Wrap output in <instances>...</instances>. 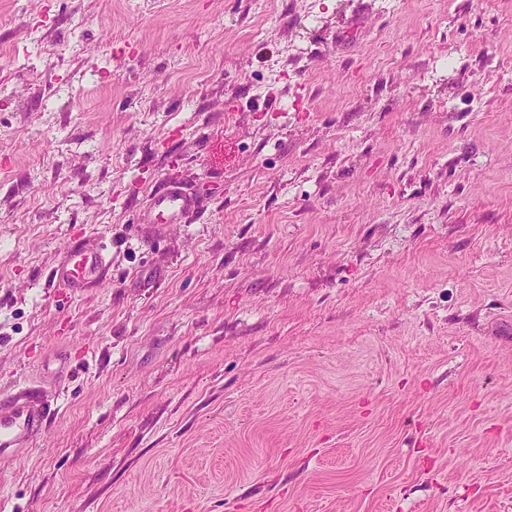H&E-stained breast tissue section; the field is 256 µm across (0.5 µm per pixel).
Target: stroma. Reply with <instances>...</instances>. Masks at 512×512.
Here are the masks:
<instances>
[{"instance_id":"obj_1","label":"stroma","mask_w":512,"mask_h":512,"mask_svg":"<svg viewBox=\"0 0 512 512\" xmlns=\"http://www.w3.org/2000/svg\"><path fill=\"white\" fill-rule=\"evenodd\" d=\"M10 7L0 512H512V0ZM200 213L196 194L185 184L163 179L137 212L135 224H191ZM111 268L108 244L100 238H84L71 243L51 269L49 277L54 287L81 296L109 280ZM50 408L38 387L0 398V462L15 461L20 450L32 448L44 435Z\"/></svg>"}]
</instances>
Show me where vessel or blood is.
I'll list each match as a JSON object with an SVG mask.
<instances>
[{
  "label": "vessel or blood",
  "mask_w": 512,
  "mask_h": 512,
  "mask_svg": "<svg viewBox=\"0 0 512 512\" xmlns=\"http://www.w3.org/2000/svg\"><path fill=\"white\" fill-rule=\"evenodd\" d=\"M200 202L185 184L165 179L151 191L136 215L137 223L189 224L198 216ZM108 244L99 238L73 241L50 271L54 287L80 296L100 287L111 277ZM50 409L39 388L30 387L0 398V462L16 460L20 450L33 447L44 435Z\"/></svg>",
  "instance_id": "b4317fda"
}]
</instances>
